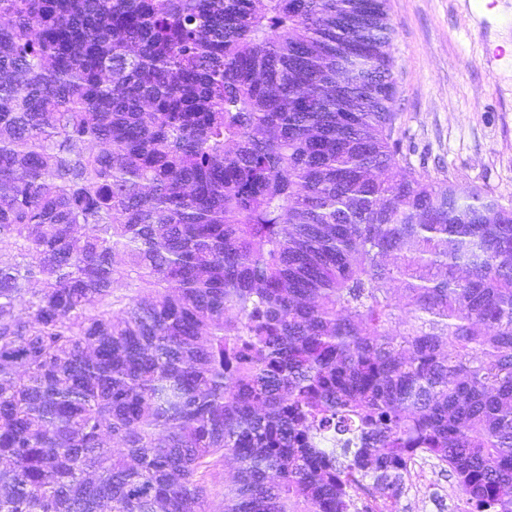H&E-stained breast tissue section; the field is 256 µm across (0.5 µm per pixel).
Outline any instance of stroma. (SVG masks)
Listing matches in <instances>:
<instances>
[{
    "label": "stroma",
    "mask_w": 512,
    "mask_h": 512,
    "mask_svg": "<svg viewBox=\"0 0 512 512\" xmlns=\"http://www.w3.org/2000/svg\"><path fill=\"white\" fill-rule=\"evenodd\" d=\"M393 31L400 148L411 167L512 204V0L471 12L464 0H386ZM494 51L485 63V51ZM396 512H460L452 478L416 464Z\"/></svg>",
    "instance_id": "35a3bbf8"
}]
</instances>
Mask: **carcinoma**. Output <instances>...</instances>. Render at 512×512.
<instances>
[{
  "mask_svg": "<svg viewBox=\"0 0 512 512\" xmlns=\"http://www.w3.org/2000/svg\"><path fill=\"white\" fill-rule=\"evenodd\" d=\"M385 0H0V512H512V207L416 173ZM369 75L359 104L326 77ZM234 466L230 461L218 459L208 467L203 476L211 508H217L224 501V485L230 484ZM418 476L406 480L395 512H460L462 501L455 481L434 460H420Z\"/></svg>",
  "mask_w": 512,
  "mask_h": 512,
  "instance_id": "cac0c4a2",
  "label": "carcinoma"
}]
</instances>
